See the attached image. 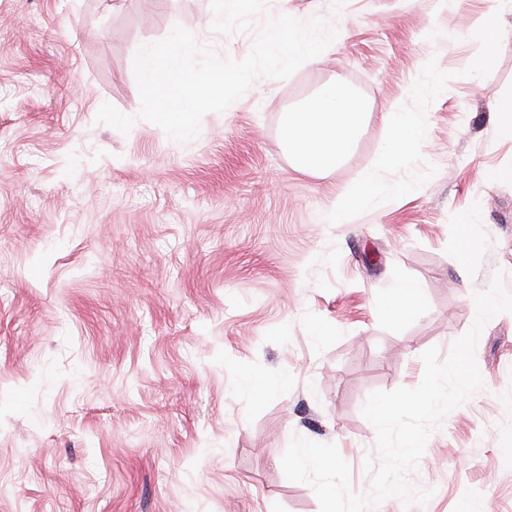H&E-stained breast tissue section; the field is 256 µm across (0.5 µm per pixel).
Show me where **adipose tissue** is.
Here are the masks:
<instances>
[{
  "instance_id": "ef3b65f1",
  "label": "adipose tissue",
  "mask_w": 512,
  "mask_h": 512,
  "mask_svg": "<svg viewBox=\"0 0 512 512\" xmlns=\"http://www.w3.org/2000/svg\"><path fill=\"white\" fill-rule=\"evenodd\" d=\"M367 116V107L346 86L336 82L323 85L300 109L287 112L284 134L300 167L310 172L335 168L351 153L352 145ZM389 136L372 170L325 211L322 220L341 224L352 210L369 207L390 191L381 171L406 160L425 135V122L416 112L392 107L388 114Z\"/></svg>"
}]
</instances>
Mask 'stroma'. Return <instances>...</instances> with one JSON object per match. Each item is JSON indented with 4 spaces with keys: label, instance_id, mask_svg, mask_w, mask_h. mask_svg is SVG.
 <instances>
[{
    "label": "stroma",
    "instance_id": "obj_1",
    "mask_svg": "<svg viewBox=\"0 0 512 512\" xmlns=\"http://www.w3.org/2000/svg\"><path fill=\"white\" fill-rule=\"evenodd\" d=\"M491 0H0V512H320L288 480L293 437L335 444L369 494L377 390L447 356L475 292H512V30ZM323 18L330 50L257 78L198 137L137 121V50L180 26L244 58L267 18ZM486 60L479 82L468 74ZM345 83L369 110L349 159L299 167L286 112ZM427 119L384 172L392 191L343 224L319 216L372 167L391 104ZM418 305L395 312L398 285ZM482 388L431 434L414 489L367 512H512V313L476 346ZM280 378L253 399L243 375Z\"/></svg>",
    "mask_w": 512,
    "mask_h": 512
}]
</instances>
